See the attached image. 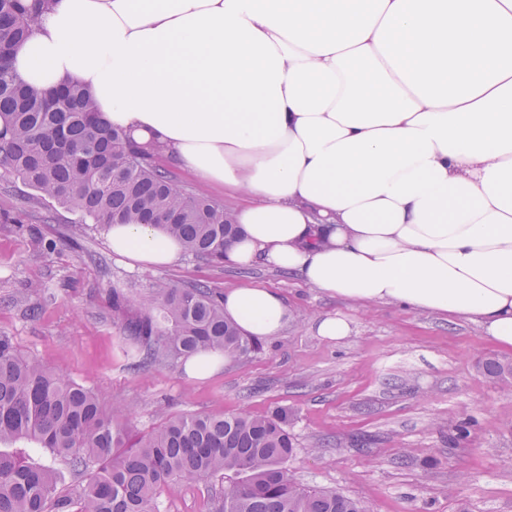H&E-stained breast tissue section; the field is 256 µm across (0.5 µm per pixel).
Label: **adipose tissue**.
<instances>
[{
  "label": "adipose tissue",
  "mask_w": 512,
  "mask_h": 512,
  "mask_svg": "<svg viewBox=\"0 0 512 512\" xmlns=\"http://www.w3.org/2000/svg\"><path fill=\"white\" fill-rule=\"evenodd\" d=\"M11 66L241 192L228 263L512 349V0H50ZM107 239L131 268L184 251L150 224ZM224 314L262 337L292 318L263 286Z\"/></svg>",
  "instance_id": "obj_1"
}]
</instances>
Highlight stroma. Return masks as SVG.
Segmentation results:
<instances>
[{
	"instance_id": "1",
	"label": "stroma",
	"mask_w": 512,
	"mask_h": 512,
	"mask_svg": "<svg viewBox=\"0 0 512 512\" xmlns=\"http://www.w3.org/2000/svg\"><path fill=\"white\" fill-rule=\"evenodd\" d=\"M3 212L14 221L0 222V336L19 356L95 390L134 433L179 416L284 409L301 487L338 491L365 512H512V391L480 370L512 351L477 325L392 304L357 309L263 264L216 267L186 254L168 268L132 270L113 255L106 225L35 202L15 177L0 176ZM196 282L278 290L293 318L205 380L188 377L179 359L135 366L113 294L134 301L160 283ZM336 312L352 331L323 340L315 321ZM463 422L468 433L455 438ZM225 485L220 474L169 483L159 510L218 512Z\"/></svg>"
}]
</instances>
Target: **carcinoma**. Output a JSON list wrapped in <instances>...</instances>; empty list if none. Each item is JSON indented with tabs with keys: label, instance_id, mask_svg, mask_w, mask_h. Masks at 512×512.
I'll return each mask as SVG.
<instances>
[{
	"label": "carcinoma",
	"instance_id": "cac0c4a2",
	"mask_svg": "<svg viewBox=\"0 0 512 512\" xmlns=\"http://www.w3.org/2000/svg\"><path fill=\"white\" fill-rule=\"evenodd\" d=\"M44 0H0V168L40 199L92 224H152L213 264L241 234L224 203L188 191L160 164L157 148L133 143L102 121L93 94L70 82L42 92L9 65ZM124 321L138 362L219 351L230 360L258 345L224 315L221 294L194 284H159ZM484 376L512 389V362L486 359ZM127 425L98 395L20 358L0 336V446L45 448L81 475L75 495L56 492L47 468L0 450V512H157L171 481L224 473L221 512H365L335 490L306 489L290 474L295 444L288 412L179 416L127 444Z\"/></svg>",
	"mask_w": 512,
	"mask_h": 512
}]
</instances>
